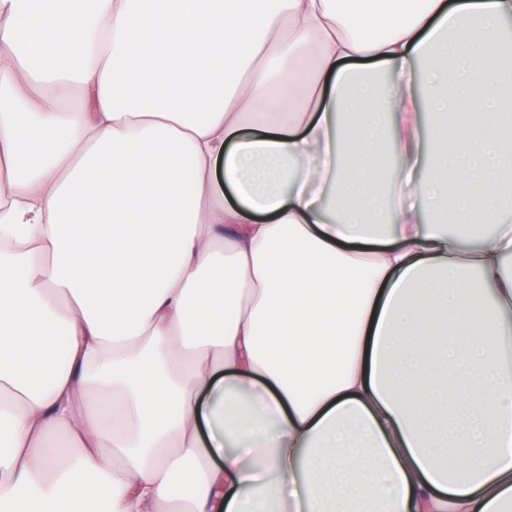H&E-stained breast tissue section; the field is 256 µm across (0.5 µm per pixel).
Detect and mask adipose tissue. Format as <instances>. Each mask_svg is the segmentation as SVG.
<instances>
[{
  "mask_svg": "<svg viewBox=\"0 0 512 512\" xmlns=\"http://www.w3.org/2000/svg\"><path fill=\"white\" fill-rule=\"evenodd\" d=\"M511 24L0 0V512H512Z\"/></svg>",
  "mask_w": 512,
  "mask_h": 512,
  "instance_id": "adipose-tissue-1",
  "label": "adipose tissue"
}]
</instances>
